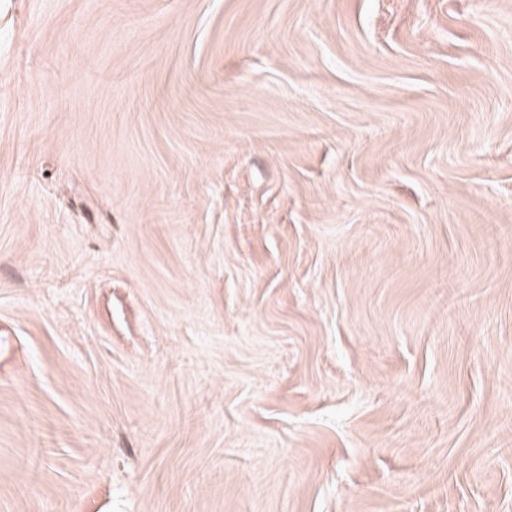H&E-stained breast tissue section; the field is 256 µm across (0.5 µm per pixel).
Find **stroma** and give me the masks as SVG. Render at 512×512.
I'll list each match as a JSON object with an SVG mask.
<instances>
[{
    "mask_svg": "<svg viewBox=\"0 0 512 512\" xmlns=\"http://www.w3.org/2000/svg\"><path fill=\"white\" fill-rule=\"evenodd\" d=\"M0 512H512V0H0Z\"/></svg>",
    "mask_w": 512,
    "mask_h": 512,
    "instance_id": "stroma-1",
    "label": "stroma"
}]
</instances>
